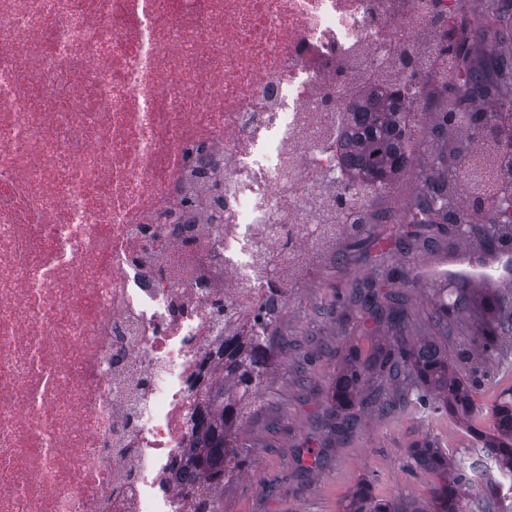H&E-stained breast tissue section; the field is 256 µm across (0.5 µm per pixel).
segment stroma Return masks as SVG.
<instances>
[{
    "label": "stroma",
    "mask_w": 512,
    "mask_h": 512,
    "mask_svg": "<svg viewBox=\"0 0 512 512\" xmlns=\"http://www.w3.org/2000/svg\"><path fill=\"white\" fill-rule=\"evenodd\" d=\"M403 229L400 223L375 225L343 264L320 261L296 290L285 311L291 350L263 392L270 402L265 417L243 427L254 447L247 467L224 489V512H342L363 479L377 497L426 512L434 478L413 467L411 448L428 437L450 454L470 455L464 427L442 412L425 418L400 405L387 414H361L346 437L329 430L328 397L347 347L368 360L393 334L363 302L378 265L399 276L412 271L416 284L403 291L409 333L430 336L434 291L445 286L459 252L470 249L485 265L499 262L480 242L465 247L444 231L434 234L428 249L396 250ZM300 365L307 369L302 377L296 372Z\"/></svg>",
    "instance_id": "1"
}]
</instances>
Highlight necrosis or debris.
<instances>
[{
    "label": "necrosis or debris",
    "instance_id": "4bbe7bcc",
    "mask_svg": "<svg viewBox=\"0 0 512 512\" xmlns=\"http://www.w3.org/2000/svg\"><path fill=\"white\" fill-rule=\"evenodd\" d=\"M438 2L0 0V512H194L188 400L351 223L350 102L412 40L445 79Z\"/></svg>",
    "mask_w": 512,
    "mask_h": 512
}]
</instances>
